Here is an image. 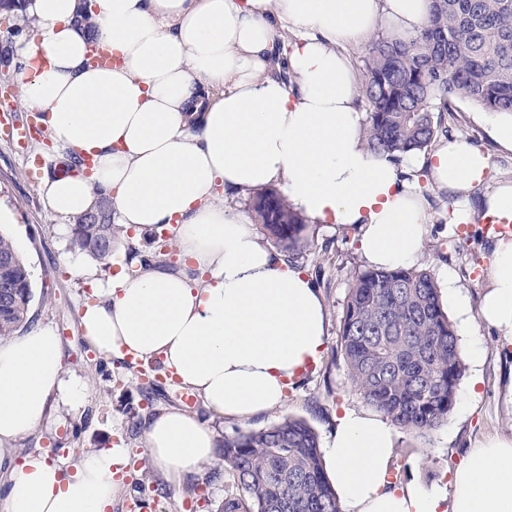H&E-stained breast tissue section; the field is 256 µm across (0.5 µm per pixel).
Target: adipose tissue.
Here are the masks:
<instances>
[{
	"mask_svg": "<svg viewBox=\"0 0 512 512\" xmlns=\"http://www.w3.org/2000/svg\"><path fill=\"white\" fill-rule=\"evenodd\" d=\"M431 0H23L36 36L18 49L20 103L49 117L58 157L74 174L45 180L50 210L76 221L106 196L116 223L146 239L167 226L177 267L90 278L80 316L102 354L155 357L217 417L245 419L282 403L326 345L321 297L301 270L218 202L275 184L321 224L353 225L369 265L418 260L427 210L402 169L429 171L464 192L488 163L460 140L405 157L368 150L358 78L344 48L382 32L408 42ZM298 36L275 73L278 31ZM112 55L92 65L91 41ZM479 310L512 343V238L496 240ZM84 385L64 376L58 336L38 324L0 340V512H110L126 465L120 448L85 456L74 473L46 456L16 458L18 440L53 403L79 409ZM397 433L378 414L345 410L323 457L344 512H512V436L468 452L446 483L390 480ZM144 446L173 482L215 461L219 435L178 409L146 422Z\"/></svg>",
	"mask_w": 512,
	"mask_h": 512,
	"instance_id": "1",
	"label": "adipose tissue"
}]
</instances>
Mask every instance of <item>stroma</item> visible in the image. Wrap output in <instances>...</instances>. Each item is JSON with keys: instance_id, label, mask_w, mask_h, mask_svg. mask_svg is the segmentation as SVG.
<instances>
[{"instance_id": "stroma-1", "label": "stroma", "mask_w": 512, "mask_h": 512, "mask_svg": "<svg viewBox=\"0 0 512 512\" xmlns=\"http://www.w3.org/2000/svg\"><path fill=\"white\" fill-rule=\"evenodd\" d=\"M1 46L7 47L8 53L0 57V88L12 93L6 116L21 120L28 113L19 103L21 89L13 55L17 38L2 27ZM506 122V117L463 102L457 113L446 119L449 135L468 142L487 158L485 181L473 191V199L496 186L512 185V150L501 146L494 133L495 126ZM55 157L51 146L39 139L28 140L22 147L0 139V212L7 217L0 232L12 238L31 270L30 323L54 329L63 350L64 371L67 377L86 384L88 397L76 411L61 404L53 406L48 419L18 441L17 452L22 457L40 453L51 460H64V468L71 474L84 455L119 447L125 451L127 465L112 512H128L127 506L135 498L159 508L191 499L193 512H216L225 491L233 487L223 461L206 466L198 481L173 483L148 456L141 430L131 427L132 420L142 421L171 408H185L198 417L206 415L203 402L185 406L182 396L186 389L177 383L146 395L141 375L127 361L98 353L81 335L79 318L92 290L74 268H93L97 262L72 250L69 229L61 227L46 205L41 184L45 176L54 175ZM417 183L432 196L418 265L430 269L439 286L452 281L467 294L468 333L485 346L479 371H466L458 386L457 396L466 399V407L453 408L447 423L429 434L397 435L393 481L416 479L429 484L448 479L475 442L512 435V349L503 350L497 329L479 316L492 246L481 219L458 226L439 223L438 209L446 192L436 189L424 171L418 172ZM294 260L314 283L326 308L328 342L321 359L315 369L299 378L282 404L245 421L221 420L220 432L259 429L293 415L307 420L324 443L344 410L365 407L348 378L338 344L349 284L355 269L365 264L358 231L351 225L308 224Z\"/></svg>"}]
</instances>
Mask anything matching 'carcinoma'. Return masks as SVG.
Here are the masks:
<instances>
[{
    "instance_id": "obj_1",
    "label": "carcinoma",
    "mask_w": 512,
    "mask_h": 512,
    "mask_svg": "<svg viewBox=\"0 0 512 512\" xmlns=\"http://www.w3.org/2000/svg\"><path fill=\"white\" fill-rule=\"evenodd\" d=\"M5 14L11 34L29 27L16 0H0ZM360 93L367 112L362 137L373 153L397 161L430 150L458 102L512 116V0H431L418 38L393 43L381 35L372 42ZM249 205L267 235L294 253L307 218L274 188L250 193ZM123 233L101 199L71 226L70 244L107 265ZM31 301L27 263L0 233V339L27 323ZM339 345L359 395L391 425L423 436L447 422L465 363L430 270L356 271ZM219 454L238 493L225 495L217 512H343L319 436L304 419L285 416L226 433Z\"/></svg>"
}]
</instances>
